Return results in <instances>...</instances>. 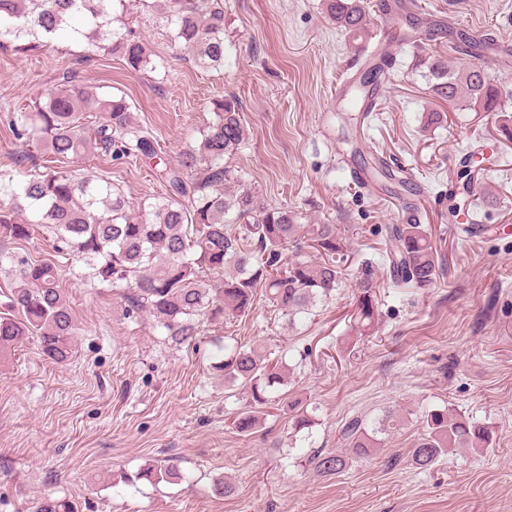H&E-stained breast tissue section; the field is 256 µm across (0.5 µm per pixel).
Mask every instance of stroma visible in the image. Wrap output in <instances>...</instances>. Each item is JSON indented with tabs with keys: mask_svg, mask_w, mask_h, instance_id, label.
I'll use <instances>...</instances> for the list:
<instances>
[{
	"mask_svg": "<svg viewBox=\"0 0 512 512\" xmlns=\"http://www.w3.org/2000/svg\"><path fill=\"white\" fill-rule=\"evenodd\" d=\"M416 2L435 21L512 47V0ZM224 21L220 70L197 67L144 11L133 27L155 56L152 72L129 73L119 55L65 35L50 48L0 42V171L39 156L9 121L66 75L125 95L169 163L197 143L212 100L232 96L248 138L225 166L267 203L337 225L350 240L345 279L297 325L259 288L249 314L204 324L196 343L179 346L150 318H125L121 288L83 278V263L56 249L45 230L6 244L61 267L78 334L63 365L31 337L0 354V512L56 502L73 512H512V142L499 138L494 113L461 112L433 93L419 61L454 63L447 38L393 43L395 68L356 148L359 110L336 87L358 77L365 52L336 29L323 0H224ZM431 112L442 122L427 124ZM474 147L489 159L482 182L496 202L472 197L468 216L482 230L470 236L461 220H449L448 195ZM375 155L422 184L418 217L445 264L431 287H396L386 275L385 227L405 214L380 188L353 185L342 163ZM78 167L110 174L136 204L164 194L142 162L100 155ZM366 273L378 320L372 335L360 336L352 315L355 284ZM228 336L283 357L288 398L314 409L309 447L299 446L286 410L249 436L229 428L227 416L245 396L213 368ZM443 405L491 424L492 444L417 470L408 451L425 412ZM396 409L402 428L377 455L332 477L306 466L311 451L336 449L349 418ZM165 459L182 481H135L145 464ZM219 477L234 485L232 496L216 494Z\"/></svg>",
	"mask_w": 512,
	"mask_h": 512,
	"instance_id": "35a3bbf8",
	"label": "stroma"
}]
</instances>
